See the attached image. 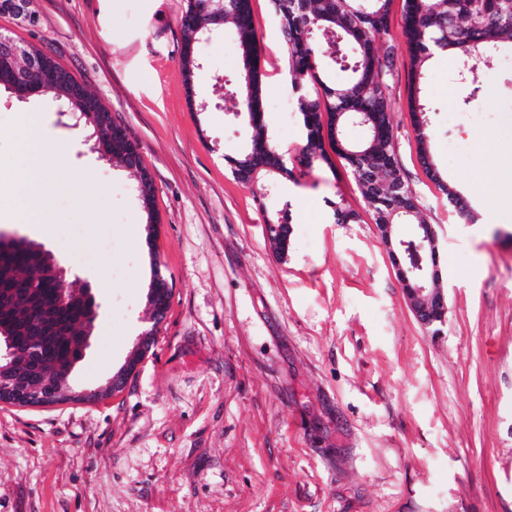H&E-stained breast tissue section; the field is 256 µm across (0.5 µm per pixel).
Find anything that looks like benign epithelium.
<instances>
[{"mask_svg": "<svg viewBox=\"0 0 512 512\" xmlns=\"http://www.w3.org/2000/svg\"><path fill=\"white\" fill-rule=\"evenodd\" d=\"M2 85L21 98L40 92L37 83L18 77L6 66L0 68V86ZM379 229L416 319L424 325L444 320L448 310L445 297L441 289L430 287V282L438 277L437 264L428 261L429 257H434L437 253V240L432 225L420 224L416 227L420 238L419 248L405 254L393 247L394 225L381 224ZM52 276L54 292L46 300L47 306L51 308L56 306L57 298L67 286V270L59 264L55 265ZM169 296L168 283L162 274H156L149 291V306L155 313L154 326L145 329L139 336L136 355L129 357L112 373L108 383L112 393H119L126 388L142 356L153 346L157 325L164 321L167 314ZM49 350L50 347L38 339H16L13 347L0 353V403L44 408L71 402L94 401L103 396L100 388L76 389L67 382L52 378L49 364L44 362V355ZM18 351L26 353L32 360L31 365L22 371L15 369L10 361Z\"/></svg>", "mask_w": 512, "mask_h": 512, "instance_id": "1", "label": "benign epithelium"}]
</instances>
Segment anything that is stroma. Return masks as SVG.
<instances>
[{
  "mask_svg": "<svg viewBox=\"0 0 512 512\" xmlns=\"http://www.w3.org/2000/svg\"><path fill=\"white\" fill-rule=\"evenodd\" d=\"M403 4H390L388 95L401 172L438 238L448 312L431 327L410 310L351 171L295 168L304 128L284 108L289 50L270 0H252L264 118L295 173L249 183L230 160L250 131L217 92L241 66L231 26L198 43L188 80L185 0H32L35 22L0 15V32L52 50L111 108L156 189V235L132 237L146 216L129 172L48 98L0 87V162L14 161L24 111L46 113L45 135L66 146L39 216L47 235L16 222L24 202L7 190L0 231L51 251L102 304L73 378L105 383L132 355L151 325L153 270L173 288L123 393L0 403V512H512V46L494 57L478 121L463 116L455 61L424 66L418 141ZM424 151L472 222L427 177ZM339 200L357 222H334ZM286 213L281 253L266 226Z\"/></svg>",
  "mask_w": 512,
  "mask_h": 512,
  "instance_id": "1",
  "label": "stroma"
}]
</instances>
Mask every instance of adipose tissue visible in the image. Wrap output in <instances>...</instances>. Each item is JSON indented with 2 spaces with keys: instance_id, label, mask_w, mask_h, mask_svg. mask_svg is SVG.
Returning a JSON list of instances; mask_svg holds the SVG:
<instances>
[{
  "instance_id": "adipose-tissue-1",
  "label": "adipose tissue",
  "mask_w": 512,
  "mask_h": 512,
  "mask_svg": "<svg viewBox=\"0 0 512 512\" xmlns=\"http://www.w3.org/2000/svg\"><path fill=\"white\" fill-rule=\"evenodd\" d=\"M44 125V113L26 112L16 133L20 173L12 183V190L28 202L17 216L25 224L35 223L44 202L55 190L51 175L60 168L65 155L62 146L43 135Z\"/></svg>"
}]
</instances>
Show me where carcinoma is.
Here are the masks:
<instances>
[{
  "mask_svg": "<svg viewBox=\"0 0 512 512\" xmlns=\"http://www.w3.org/2000/svg\"><path fill=\"white\" fill-rule=\"evenodd\" d=\"M279 19L280 33L288 45L285 69L295 95L305 129V143L297 157L298 164L311 170L322 164L332 165L325 142L335 146V153L355 175L358 189L377 224H424L417 197L403 178L394 144L391 101L387 79L394 69L397 46L389 39L390 0H270ZM233 25L241 53V68L232 83L220 90L237 97L236 115L251 128L250 144L232 160L233 174L242 181L253 163L262 171L290 174L284 154L268 136L262 110L261 88L265 72L261 66L259 39L253 24L252 0H186L182 17L183 43L180 56L184 76L200 67L194 47L211 33L219 22ZM403 32L410 71V112L420 114L413 122L420 142H425L429 109L418 95L423 63L436 52L452 49L457 54L462 78L475 84L474 66L488 63L504 43H512V0H405ZM14 39L0 34V63L19 74L35 79L32 62L41 60L50 68H62L44 48L33 43L24 53L7 57L4 50ZM348 73L343 80L327 75ZM42 95L64 111L80 116V123L92 128L90 112L84 103L73 100L70 79L58 78L44 86ZM351 125L365 129L360 143L345 139ZM118 145L108 151L143 182L150 173L143 166L136 142L115 131ZM421 162L428 175L446 194L458 216L472 220L461 200L448 189L422 151ZM38 245L24 242L21 250L0 252V285L14 290L12 305L0 306V326L31 336L53 330L52 361L64 366L82 346L83 323L79 311L58 308L47 317L38 299L41 281L29 264Z\"/></svg>",
  "mask_w": 512,
  "mask_h": 512,
  "instance_id": "cac0c4a2",
  "label": "carcinoma"
}]
</instances>
